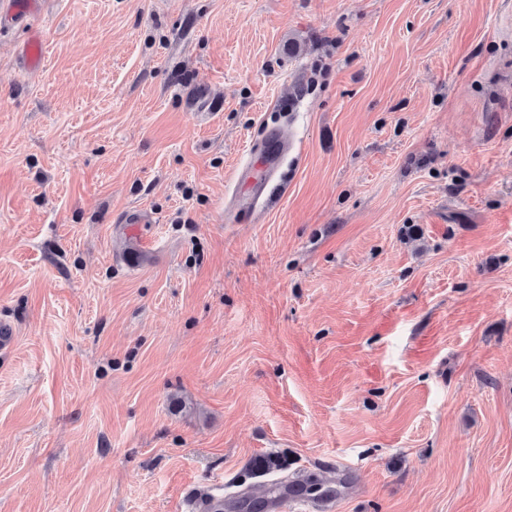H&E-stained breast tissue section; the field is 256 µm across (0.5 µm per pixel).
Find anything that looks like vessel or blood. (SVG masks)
Masks as SVG:
<instances>
[{"label": "vessel or blood", "mask_w": 512, "mask_h": 512, "mask_svg": "<svg viewBox=\"0 0 512 512\" xmlns=\"http://www.w3.org/2000/svg\"><path fill=\"white\" fill-rule=\"evenodd\" d=\"M39 3L40 0H0V31L34 14ZM294 148V143L286 140L283 133L274 132L266 140L264 149L257 154L252 167L237 170L242 206L252 207L266 193L278 176L283 156ZM223 509V481L194 484L184 491L183 512H223Z\"/></svg>", "instance_id": "obj_1"}]
</instances>
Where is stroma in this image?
<instances>
[{
  "mask_svg": "<svg viewBox=\"0 0 512 512\" xmlns=\"http://www.w3.org/2000/svg\"><path fill=\"white\" fill-rule=\"evenodd\" d=\"M275 129L287 195L226 214ZM1 320L0 512L296 469L512 512V0H45L0 33Z\"/></svg>",
  "mask_w": 512,
  "mask_h": 512,
  "instance_id": "obj_1",
  "label": "stroma"
}]
</instances>
